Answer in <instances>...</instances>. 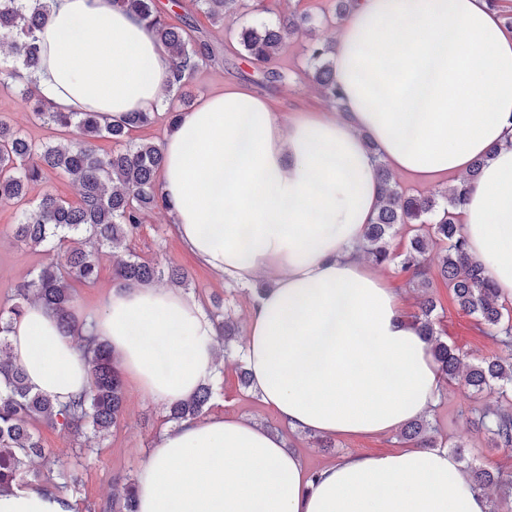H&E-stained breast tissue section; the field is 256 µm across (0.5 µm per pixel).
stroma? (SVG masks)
<instances>
[{
    "label": "stroma",
    "instance_id": "obj_1",
    "mask_svg": "<svg viewBox=\"0 0 512 512\" xmlns=\"http://www.w3.org/2000/svg\"><path fill=\"white\" fill-rule=\"evenodd\" d=\"M267 20L291 10L306 12L313 17L312 36L299 35L288 39L275 61L284 73L282 81L269 83L261 68L241 55L237 43L227 31L216 28L201 14L192 22L213 47L218 60L204 67L190 85L193 101L222 92L227 86H244L268 98L280 119L298 112L324 111L328 105L317 87L304 75L308 61L310 38L333 39L341 21L336 16V0H266ZM0 117L14 128L22 130L33 140L61 142V135L39 125L21 95L20 84L0 87ZM23 205L0 201V305H6L13 286L38 268L44 255L31 250L14 237V226L22 216ZM141 260L149 263H171L185 269L191 284L188 295L195 297L205 308L212 310L215 301H223V312L238 327H245L253 291L226 283L222 276L199 265L186 251L172 230L169 213L156 211L131 243ZM123 252L105 251L99 256L97 279L90 284L73 283L74 307L87 317L98 311L110 296L115 283L112 273ZM441 253L432 249L427 255L429 292H422L410 273L397 263L377 267L376 272L399 296L407 315L419 310L423 295H433L438 304L436 330L442 341L460 349L469 363L507 356L511 353L493 339L486 326L474 316L457 307L447 284L437 275ZM214 395L209 412L213 415L242 416L265 428L278 432L291 452L299 455L309 471L335 464L347 454L391 453L405 445L398 432L377 436L333 437L332 447L321 448L310 432L292 431L264 405L252 390L243 388L233 362H226L213 384ZM125 409L116 428L110 430L99 446L81 449L79 440L60 429L39 427L42 444L51 461L40 466L44 486L69 495L78 512H106L112 496L121 494L127 482L135 480L137 472L162 435L170 430L168 408L146 399L133 384H125ZM496 395L471 396L463 384H447L437 403L425 418L436 429L437 441L448 445L460 444L468 459L490 471L512 472V448L495 445L491 436L478 425L480 410L497 407Z\"/></svg>",
    "mask_w": 512,
    "mask_h": 512
}]
</instances>
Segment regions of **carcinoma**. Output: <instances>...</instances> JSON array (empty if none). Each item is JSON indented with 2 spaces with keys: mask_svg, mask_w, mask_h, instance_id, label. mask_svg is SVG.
<instances>
[{
  "mask_svg": "<svg viewBox=\"0 0 512 512\" xmlns=\"http://www.w3.org/2000/svg\"><path fill=\"white\" fill-rule=\"evenodd\" d=\"M112 5L146 21L157 39L169 50L175 65L176 86L166 118L174 129L179 110L189 105L186 87L189 81L209 62L214 52L209 42L192 34V25L185 19L176 24L159 0H112ZM185 8L206 15L214 25H224V16L242 9L253 12L267 10L265 0H189ZM47 16V5L41 0H0V46L9 51V58L0 61L3 86L23 79L40 64L41 47L37 33ZM309 17L290 15L279 25L260 23L242 27L237 40L244 56L251 62L265 65L279 52L282 43L307 29ZM331 42L309 45L312 70L310 79L331 105L342 107L343 94L330 60ZM25 99L32 101L34 119L59 132L78 129V135L64 144L36 143L0 120V201L25 202L27 188L43 182L48 173L61 174L79 188L78 199L68 201L52 192L43 193L32 213L15 226L16 239L50 253L58 248L65 253V265L55 258L45 260L33 275L13 288L11 303L0 307V493L29 486L39 488V473L27 469L28 460L45 455V448L32 431L34 421L51 429L59 428L87 441L105 437L116 427L124 408L121 372L111 348L99 341L90 330L79 336L80 346L91 365L92 389L66 404L35 391L28 383L23 368L13 360L8 333L14 320L29 304H40L53 311L67 333L80 329L71 309L74 297L70 282L90 284L98 276L96 253L106 247L112 251L129 249L142 224L154 210H169L159 184L164 155L161 145L139 142L110 153H100L91 144L97 138L122 142L129 130L153 124L155 112H129L112 123L103 122L93 112H61L37 95L31 84L24 88ZM486 159L473 162L466 179L429 196L404 193L394 182L390 171L376 163V175L382 186V203L367 225L363 247L377 264L400 259L401 265L413 271L418 285L425 288L426 252L440 246L444 252L440 276L452 289L458 307L475 316L496 334L504 335L503 343L512 342V306L499 294L493 280L467 253V242L455 214L467 194L468 185L478 176ZM431 223L425 234L415 235L407 249L397 255L391 239L404 224ZM120 285H152L164 281L174 288L189 286L188 273L176 265L158 266L142 261L135 254L121 261L113 271ZM436 303L429 298L422 302L414 323L431 344V352L443 378L452 382L459 377L462 361L459 350L437 337L433 313ZM217 330L216 341L224 353L232 352L235 336L233 323L218 311L211 313ZM472 394L480 396L492 390L507 394L512 389V361H481L464 375ZM213 397V386L201 384L188 398L170 405L168 420L180 424L204 414ZM483 429L497 445L512 447V413L487 408L480 415ZM401 437L419 448L435 447L433 429L424 420H413L402 430ZM465 472L480 491L490 486L512 485V473L490 472L466 464ZM112 512H137L136 486L128 483L119 500L112 502Z\"/></svg>",
  "mask_w": 512,
  "mask_h": 512,
  "instance_id": "obj_1",
  "label": "carcinoma"
}]
</instances>
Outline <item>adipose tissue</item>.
Returning <instances> with one entry per match:
<instances>
[{
  "mask_svg": "<svg viewBox=\"0 0 512 512\" xmlns=\"http://www.w3.org/2000/svg\"><path fill=\"white\" fill-rule=\"evenodd\" d=\"M32 79L63 112L116 121L160 109L173 59L112 0H51ZM343 116L281 121L232 86L180 113L161 190L183 245L225 280L273 283L247 319L252 386L291 429L378 435L423 416L442 378L429 341L356 249L382 196L374 155L428 182L486 163L458 214L468 253L512 297V33L487 0H360L331 56ZM151 400L187 398L220 365L216 329L174 288L114 289L92 317ZM9 341L35 391L65 402L91 368L31 304ZM138 512H490L445 445L347 454L307 472L282 438L209 416L167 431L141 465ZM0 512H75L46 489L0 494Z\"/></svg>",
  "mask_w": 512,
  "mask_h": 512,
  "instance_id": "1",
  "label": "adipose tissue"
}]
</instances>
